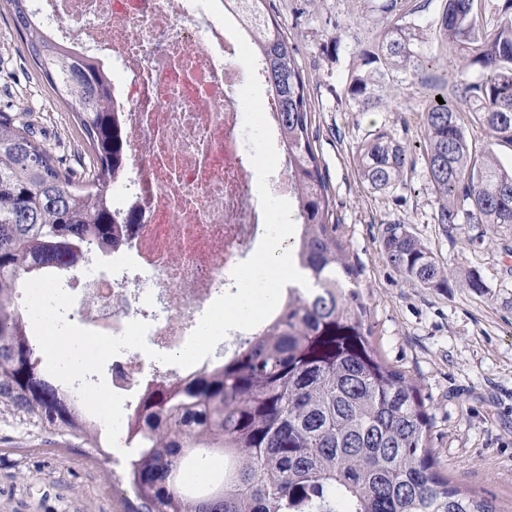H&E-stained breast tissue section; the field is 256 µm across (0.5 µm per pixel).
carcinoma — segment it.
<instances>
[{
  "label": "carcinoma",
  "mask_w": 512,
  "mask_h": 512,
  "mask_svg": "<svg viewBox=\"0 0 512 512\" xmlns=\"http://www.w3.org/2000/svg\"><path fill=\"white\" fill-rule=\"evenodd\" d=\"M256 43L277 105L295 186L292 241L310 288L289 289L277 322L240 342L233 357L180 387L146 388L129 417L130 512H500L494 500L450 484L428 446L430 416L417 387L382 361L346 249L331 222L332 199L312 145L307 87L294 49L268 20L267 0H248ZM33 63L72 111L92 157L90 179L59 166L26 126L0 120V422L30 433L76 437L106 457L103 428L39 366L29 321L15 296L26 275L72 268L112 250V174L121 143L110 81L95 62L41 35L28 0H7ZM445 0L439 33L475 71L461 86L471 120L512 145V0ZM429 23H396L364 53L371 69L347 93L364 112L393 75L422 66ZM424 113L426 170L440 224L512 226V166L469 144L446 93ZM409 149L378 128L357 147L360 180L376 192L400 182ZM405 280L448 287L449 275L403 224L382 237ZM220 459L199 483L183 471Z\"/></svg>",
  "instance_id": "cac0c4a2"
}]
</instances>
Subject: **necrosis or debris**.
<instances>
[{
	"instance_id": "1",
	"label": "necrosis or debris",
	"mask_w": 512,
	"mask_h": 512,
	"mask_svg": "<svg viewBox=\"0 0 512 512\" xmlns=\"http://www.w3.org/2000/svg\"><path fill=\"white\" fill-rule=\"evenodd\" d=\"M42 34L97 61L113 78L112 118L127 151L112 178V248L61 272L71 315L121 334L148 322V352L106 363L131 409L141 388L176 384L223 362L226 346L189 368L149 351L183 347L262 226L255 169L240 147L247 74L234 37L192 0H41ZM79 20L78 35L59 25ZM122 25H115V18Z\"/></svg>"
}]
</instances>
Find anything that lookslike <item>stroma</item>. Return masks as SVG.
<instances>
[{
  "label": "stroma",
  "instance_id": "1",
  "mask_svg": "<svg viewBox=\"0 0 512 512\" xmlns=\"http://www.w3.org/2000/svg\"><path fill=\"white\" fill-rule=\"evenodd\" d=\"M442 0H267L288 35L307 86L313 147L332 197V220L367 305L371 342L418 387L431 416L428 444L451 484L495 499L512 512V229L437 221L426 177L424 113L436 92L459 101L460 70L438 31L416 76L390 84L372 111L346 94L364 73L363 53L398 20L435 19ZM0 114L27 126L63 166L87 173L84 136L72 112L33 66L6 0H0ZM410 147L411 168L376 193L356 168L358 144L376 128ZM403 224L451 270L449 287L407 282L387 262L386 225ZM487 289L473 293L468 271ZM124 458L86 455L77 439L38 438L0 429V512H128L121 494Z\"/></svg>",
  "mask_w": 512,
  "mask_h": 512
}]
</instances>
